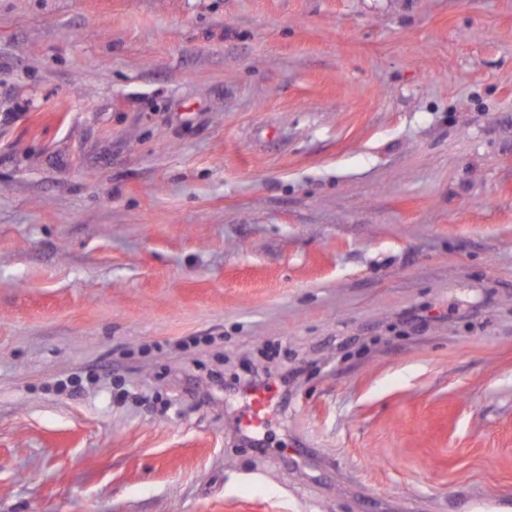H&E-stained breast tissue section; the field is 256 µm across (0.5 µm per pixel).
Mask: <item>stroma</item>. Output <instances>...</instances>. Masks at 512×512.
Here are the masks:
<instances>
[{
  "label": "stroma",
  "instance_id": "obj_1",
  "mask_svg": "<svg viewBox=\"0 0 512 512\" xmlns=\"http://www.w3.org/2000/svg\"><path fill=\"white\" fill-rule=\"evenodd\" d=\"M0 512H512V0H0ZM269 392L270 391L266 387L262 386L248 390L244 393V396L248 401L250 413L245 421H241V431L249 427L257 426L264 420L272 406Z\"/></svg>",
  "mask_w": 512,
  "mask_h": 512
}]
</instances>
